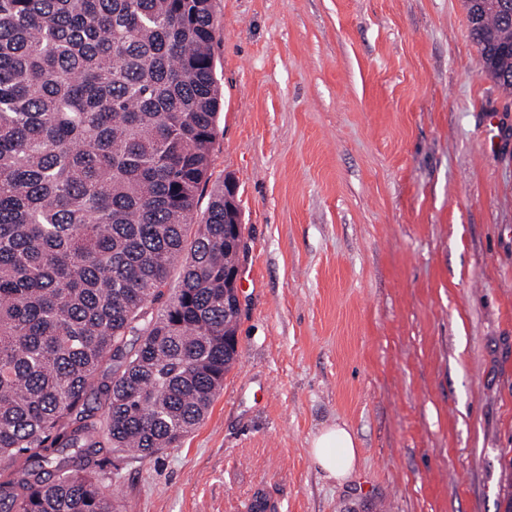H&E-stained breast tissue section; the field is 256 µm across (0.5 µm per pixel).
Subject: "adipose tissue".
Here are the masks:
<instances>
[{
	"instance_id": "ef3b65f1",
	"label": "adipose tissue",
	"mask_w": 512,
	"mask_h": 512,
	"mask_svg": "<svg viewBox=\"0 0 512 512\" xmlns=\"http://www.w3.org/2000/svg\"><path fill=\"white\" fill-rule=\"evenodd\" d=\"M310 454L317 468L327 478L347 481L356 468L357 441L345 425L323 427L312 438Z\"/></svg>"
}]
</instances>
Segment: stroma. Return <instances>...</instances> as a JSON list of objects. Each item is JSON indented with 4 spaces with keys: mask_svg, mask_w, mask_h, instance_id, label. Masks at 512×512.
<instances>
[{
    "mask_svg": "<svg viewBox=\"0 0 512 512\" xmlns=\"http://www.w3.org/2000/svg\"><path fill=\"white\" fill-rule=\"evenodd\" d=\"M213 9L239 356L179 447L107 467L119 512H505L512 97L463 0ZM335 422L359 443L341 484L309 453Z\"/></svg>",
    "mask_w": 512,
    "mask_h": 512,
    "instance_id": "35a3bbf8",
    "label": "stroma"
}]
</instances>
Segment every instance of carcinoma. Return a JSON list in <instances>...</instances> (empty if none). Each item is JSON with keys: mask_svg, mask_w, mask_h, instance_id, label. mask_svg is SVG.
<instances>
[{"mask_svg": "<svg viewBox=\"0 0 512 512\" xmlns=\"http://www.w3.org/2000/svg\"><path fill=\"white\" fill-rule=\"evenodd\" d=\"M501 2L470 34L511 95ZM216 31L212 0H0V512H117L104 449L177 447L237 359L226 183L197 218Z\"/></svg>", "mask_w": 512, "mask_h": 512, "instance_id": "cac0c4a2", "label": "carcinoma"}]
</instances>
